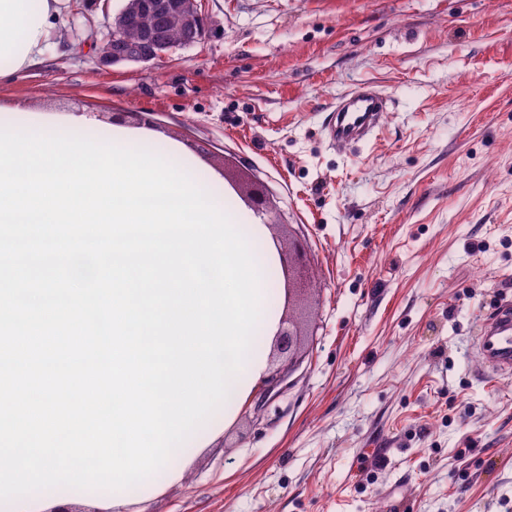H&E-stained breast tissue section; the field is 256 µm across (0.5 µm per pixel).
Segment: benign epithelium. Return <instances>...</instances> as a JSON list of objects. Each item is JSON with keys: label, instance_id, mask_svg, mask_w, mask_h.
I'll list each match as a JSON object with an SVG mask.
<instances>
[{"label": "benign epithelium", "instance_id": "obj_1", "mask_svg": "<svg viewBox=\"0 0 512 512\" xmlns=\"http://www.w3.org/2000/svg\"><path fill=\"white\" fill-rule=\"evenodd\" d=\"M143 13L152 16V26L143 32L140 40L126 39V26ZM173 14L179 18L184 32V38L177 46L162 38L166 22ZM103 26L106 34L92 41L98 62L103 67L150 64L178 46L184 48L198 43L205 35V20L198 8V0H126L124 7L113 15L107 9L103 11ZM249 203L258 214L273 210L270 198L260 191L249 195ZM300 335L302 332L293 328H278L275 338L277 351L293 353Z\"/></svg>", "mask_w": 512, "mask_h": 512}]
</instances>
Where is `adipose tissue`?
Segmentation results:
<instances>
[{"label":"adipose tissue","mask_w":512,"mask_h":512,"mask_svg":"<svg viewBox=\"0 0 512 512\" xmlns=\"http://www.w3.org/2000/svg\"><path fill=\"white\" fill-rule=\"evenodd\" d=\"M66 0H0V77L39 66Z\"/></svg>","instance_id":"ef3b65f1"}]
</instances>
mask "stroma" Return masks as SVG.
<instances>
[{
  "label": "stroma",
  "instance_id": "35a3bbf8",
  "mask_svg": "<svg viewBox=\"0 0 512 512\" xmlns=\"http://www.w3.org/2000/svg\"><path fill=\"white\" fill-rule=\"evenodd\" d=\"M205 37L149 65L49 47L0 109L156 129L320 278L280 306L302 332L272 398L127 512H512V377L474 341L512 300V0H200ZM371 82L391 107L336 147L326 109ZM469 104L461 106L459 92Z\"/></svg>",
  "mask_w": 512,
  "mask_h": 512
}]
</instances>
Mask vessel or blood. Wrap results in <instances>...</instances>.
<instances>
[{
    "mask_svg": "<svg viewBox=\"0 0 512 512\" xmlns=\"http://www.w3.org/2000/svg\"><path fill=\"white\" fill-rule=\"evenodd\" d=\"M388 110V102L378 89L356 88L330 106L326 137L336 146L370 141ZM475 349L484 371L497 377L512 375L511 301L501 302L482 326Z\"/></svg>",
    "mask_w": 512,
    "mask_h": 512,
    "instance_id": "1",
    "label": "vessel or blood"
}]
</instances>
